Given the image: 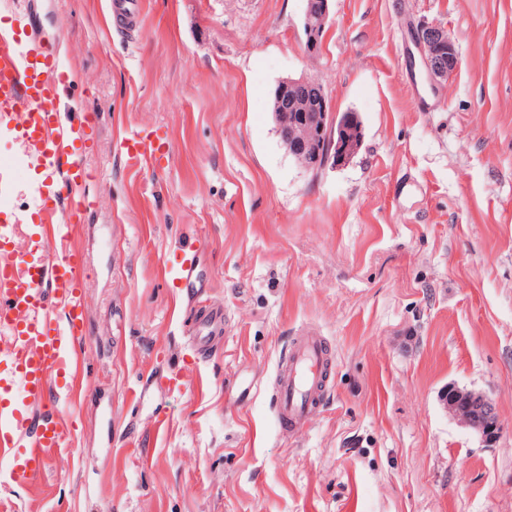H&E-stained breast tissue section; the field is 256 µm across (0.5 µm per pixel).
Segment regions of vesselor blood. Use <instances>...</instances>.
I'll list each match as a JSON object with an SVG mask.
<instances>
[{
  "instance_id": "obj_1",
  "label": "vessel or blood",
  "mask_w": 512,
  "mask_h": 512,
  "mask_svg": "<svg viewBox=\"0 0 512 512\" xmlns=\"http://www.w3.org/2000/svg\"><path fill=\"white\" fill-rule=\"evenodd\" d=\"M71 79L59 71L53 51L26 46L15 30L0 31V124H14L25 150L0 157V181L17 165L35 164L46 174L42 192L51 197L39 224L19 230L0 225V462L10 477L42 475L52 449L75 432V419L44 411L53 393H75L77 350L87 318L83 257L68 245L69 232L88 206L83 192L89 171L79 160L87 116L63 122L61 93ZM169 140L157 132L122 140L127 160L157 161ZM164 275L184 287L197 279L194 259L165 265ZM326 342L308 336L294 343L275 381L280 426L298 427L314 415L320 386L328 381Z\"/></svg>"
}]
</instances>
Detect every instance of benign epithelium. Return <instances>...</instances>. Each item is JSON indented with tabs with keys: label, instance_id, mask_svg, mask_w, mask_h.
Listing matches in <instances>:
<instances>
[{
	"label": "benign epithelium",
	"instance_id": "1",
	"mask_svg": "<svg viewBox=\"0 0 512 512\" xmlns=\"http://www.w3.org/2000/svg\"><path fill=\"white\" fill-rule=\"evenodd\" d=\"M332 0H305L301 32L308 54L319 53L329 26ZM420 65L434 85L448 80L459 67L455 44L446 31L423 22L414 32ZM277 133L297 164L317 174L329 165L342 163L357 149L359 138L352 117L339 118L332 109L323 84L316 78H284L274 90ZM440 401L458 423L485 444L498 441L501 421L496 403L487 394L454 383L440 393Z\"/></svg>",
	"mask_w": 512,
	"mask_h": 512
}]
</instances>
